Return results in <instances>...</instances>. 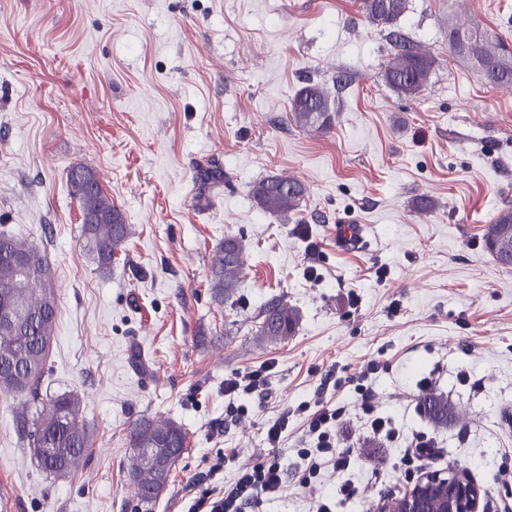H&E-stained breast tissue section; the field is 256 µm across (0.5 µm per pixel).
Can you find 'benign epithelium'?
Returning a JSON list of instances; mask_svg holds the SVG:
<instances>
[{
  "instance_id": "7a95c632",
  "label": "benign epithelium",
  "mask_w": 512,
  "mask_h": 512,
  "mask_svg": "<svg viewBox=\"0 0 512 512\" xmlns=\"http://www.w3.org/2000/svg\"><path fill=\"white\" fill-rule=\"evenodd\" d=\"M480 497V489L460 473H429L401 498L378 508V512H430L434 499L440 500L442 512H479Z\"/></svg>"
}]
</instances>
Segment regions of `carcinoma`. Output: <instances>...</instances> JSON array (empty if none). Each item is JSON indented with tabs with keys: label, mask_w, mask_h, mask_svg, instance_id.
Segmentation results:
<instances>
[{
	"label": "carcinoma",
	"mask_w": 512,
	"mask_h": 512,
	"mask_svg": "<svg viewBox=\"0 0 512 512\" xmlns=\"http://www.w3.org/2000/svg\"><path fill=\"white\" fill-rule=\"evenodd\" d=\"M365 19L385 33L392 47L384 69L385 83L397 94L418 96L428 85L433 60L394 29L408 8V0H360ZM448 45L459 57L473 63L491 85L512 89V48L502 38L490 39L475 29L449 27ZM336 119L335 100L320 83L308 82L291 102L289 120L303 129L326 132ZM68 181L81 208V236L97 267L108 272L124 252L130 236L121 210L103 190L90 168L74 167ZM304 185L296 179L267 176L252 188L255 204L264 212L289 218L300 209ZM487 251L502 265L512 266V207L501 209L484 225ZM249 254L246 240L227 234L210 258L209 288L219 304L235 290ZM14 309L17 317L0 316V390L28 396L38 404L35 415L18 419V429L32 456L42 468L67 475L85 461L90 436L84 424L81 400L72 394L42 397L41 381L50 349L58 306L49 281L46 255L35 245H23L0 233V311ZM299 309L281 296L266 301L259 313L255 335L282 341L294 333ZM427 419L448 424V398L427 393L420 398ZM132 466L129 476L139 501L151 504L168 485L170 474L187 450V432L174 421L139 418L129 427Z\"/></svg>",
	"instance_id": "1"
}]
</instances>
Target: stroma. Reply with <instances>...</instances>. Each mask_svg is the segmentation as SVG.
I'll return each instance as SVG.
<instances>
[{"mask_svg":"<svg viewBox=\"0 0 512 512\" xmlns=\"http://www.w3.org/2000/svg\"><path fill=\"white\" fill-rule=\"evenodd\" d=\"M452 25L512 41V0H409L398 28L434 65L404 98L383 79L391 47L357 0H0V231L47 257L58 315L42 390L77 395L92 440L76 472H44L17 432L26 398L0 393V512H188L195 478L230 484L236 464L268 455L266 425L313 400L325 370L347 378L373 358L386 365L372 378L380 411L447 448L432 471L465 472L481 512H512V489L496 482L512 450V267L482 242L512 206V90L450 52ZM309 80L336 101L330 131L287 118ZM76 166L131 227L108 273L80 236ZM205 170L221 180L202 184ZM271 175L304 184L297 218L255 205L253 184ZM422 196L432 210L416 209ZM340 224L363 225L366 245L341 248ZM227 234L250 256L219 305L209 262ZM275 295L301 318L268 342L255 322ZM271 361L265 399L225 422V378ZM425 376L454 410L446 426L418 406ZM339 398L362 454L358 494L336 512H372L408 483L396 449L369 438L349 392ZM142 416L188 433L152 506L128 475L127 428ZM224 451L235 464L209 475ZM334 482L289 477L255 512H313Z\"/></svg>","mask_w":512,"mask_h":512,"instance_id":"35a3bbf8","label":"stroma"}]
</instances>
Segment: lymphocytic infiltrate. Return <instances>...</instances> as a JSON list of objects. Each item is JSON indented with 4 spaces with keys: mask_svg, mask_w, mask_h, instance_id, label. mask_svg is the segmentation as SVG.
<instances>
[{
    "mask_svg": "<svg viewBox=\"0 0 512 512\" xmlns=\"http://www.w3.org/2000/svg\"><path fill=\"white\" fill-rule=\"evenodd\" d=\"M382 368V362L368 360L357 376L346 381L337 378L334 370H327L320 378L314 402L301 403L296 409L304 416L305 446L297 451L298 461L294 469H287L274 453L288 433L292 412L285 410L268 424L264 432V443L270 448V455L241 465L231 485L219 490H202L192 505L194 512H253L260 501L278 497L288 475H295L301 484L309 485L328 470L339 474L341 480L335 495L318 500L316 512H334L337 500L353 499L356 488L344 474L353 467L359 453L357 449L345 446L340 432L348 407L345 403H335L326 398L328 390L340 389L345 384L353 386L358 397L360 419L366 433L374 439L399 446L396 466L406 480L420 477L425 467L433 459L444 456L445 451L426 432L401 433L392 418L379 413L369 380ZM273 370V364L266 363L247 374L225 379L224 394L230 399L228 417L247 413L245 397L264 390L270 383Z\"/></svg>",
    "mask_w": 512,
    "mask_h": 512,
    "instance_id": "obj_1",
    "label": "lymphocytic infiltrate"
}]
</instances>
